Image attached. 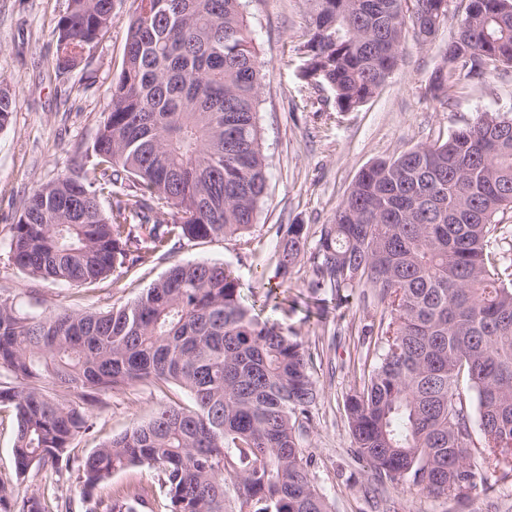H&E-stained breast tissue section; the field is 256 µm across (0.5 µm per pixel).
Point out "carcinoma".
Segmentation results:
<instances>
[{
	"mask_svg": "<svg viewBox=\"0 0 512 512\" xmlns=\"http://www.w3.org/2000/svg\"><path fill=\"white\" fill-rule=\"evenodd\" d=\"M438 19L450 0H421ZM114 0H69L56 72L81 65L110 29ZM418 37L403 0H310L302 72L336 110L372 99ZM512 67V0H465L425 91L452 99L463 80ZM243 0H138L90 166L35 189L8 230L21 269L78 286L146 265L174 240L231 238L249 250L266 192L257 122L262 72ZM16 108L0 86V130ZM124 185L129 192L116 195ZM109 195V211L100 197ZM512 209V114L484 112L430 145L363 169L313 253L312 289L374 291L389 317L378 356L344 409L359 457L391 483L447 499L512 473V264L490 251ZM304 226L283 231L276 276L288 282ZM302 342L260 321L222 263L178 262L136 300L98 311L18 310L0 297V404L13 406L16 474L60 472L93 426L101 393L172 383L165 403L74 461L85 512H140L138 484L92 492L112 474L158 473L167 512H329L301 433L318 392ZM481 440L474 442L472 425ZM480 447L482 474L468 463ZM0 512H47L44 497L0 484Z\"/></svg>",
	"mask_w": 512,
	"mask_h": 512,
	"instance_id": "carcinoma-1",
	"label": "carcinoma"
}]
</instances>
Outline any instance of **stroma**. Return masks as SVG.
<instances>
[{
	"instance_id": "obj_1",
	"label": "stroma",
	"mask_w": 512,
	"mask_h": 512,
	"mask_svg": "<svg viewBox=\"0 0 512 512\" xmlns=\"http://www.w3.org/2000/svg\"><path fill=\"white\" fill-rule=\"evenodd\" d=\"M69 0H0V84L15 95L10 125L0 130V296L25 313L58 306L99 310L135 300L174 263L211 261L229 267L245 299L275 289L276 299L256 307L260 320L286 329L313 355L319 390L303 432L309 471L331 512H512V476L478 485L464 502L435 497L397 484L376 486L369 464L355 454L344 410L346 395L375 364L374 337L363 326L379 311L356 298L312 292L313 258L321 228L330 223L360 171L379 159L429 144L473 122L484 112L512 111V68L483 82L462 81L450 103L432 99L425 87L441 63L456 16H449L436 41H407L402 59L378 93L351 112L335 107L334 94L301 78L299 47L305 39L306 0H246L245 20L261 61L268 66L258 122L267 161V196L250 230L251 251L235 241H181L146 266L124 265L97 285L68 286L29 275L10 257L6 232L17 223L24 200L73 161L90 154L124 57L129 20L137 0H115L112 26L78 69L54 75L56 29ZM301 224L310 245L287 283L276 276L282 238L279 226ZM263 280H256V269ZM171 401L189 405V393L175 385L137 384L104 395L92 410L93 427L70 450L80 458L103 441L147 420ZM14 410L0 406V481L18 493L43 491L49 512L70 501L84 512L82 487L73 471L51 479L30 469L17 482L13 456Z\"/></svg>"
}]
</instances>
